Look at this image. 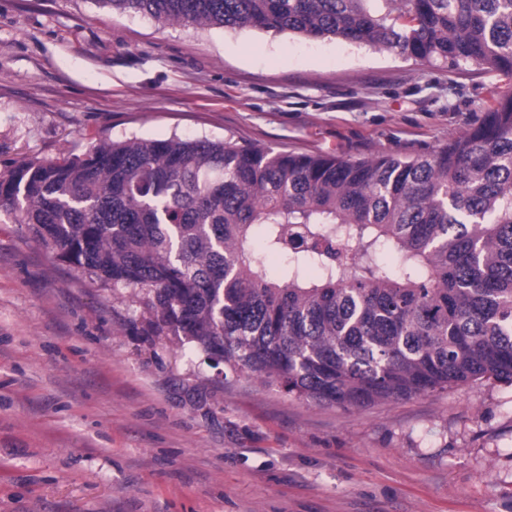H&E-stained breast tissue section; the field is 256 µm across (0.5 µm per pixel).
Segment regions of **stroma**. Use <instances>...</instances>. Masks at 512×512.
<instances>
[{
    "label": "stroma",
    "instance_id": "1",
    "mask_svg": "<svg viewBox=\"0 0 512 512\" xmlns=\"http://www.w3.org/2000/svg\"><path fill=\"white\" fill-rule=\"evenodd\" d=\"M511 88L334 39L0 0V170L174 134L416 155ZM129 315L0 215V512H512V385L346 410L218 376Z\"/></svg>",
    "mask_w": 512,
    "mask_h": 512
}]
</instances>
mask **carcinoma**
I'll return each mask as SVG.
<instances>
[{
    "label": "carcinoma",
    "instance_id": "carcinoma-1",
    "mask_svg": "<svg viewBox=\"0 0 512 512\" xmlns=\"http://www.w3.org/2000/svg\"><path fill=\"white\" fill-rule=\"evenodd\" d=\"M100 2L512 76V0ZM3 202L90 283L129 290L133 335L170 336L300 399L349 409L512 384L511 89L425 154L105 140L14 163Z\"/></svg>",
    "mask_w": 512,
    "mask_h": 512
}]
</instances>
